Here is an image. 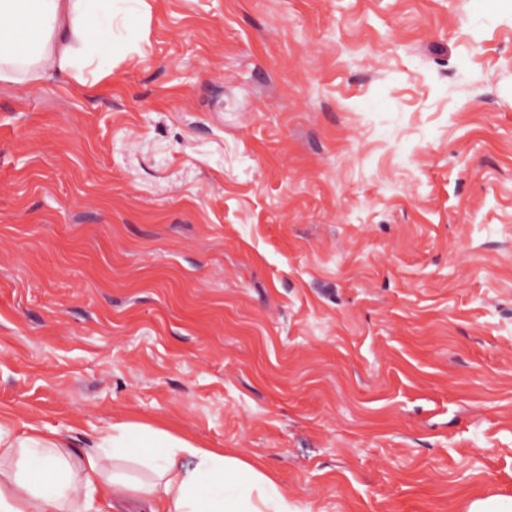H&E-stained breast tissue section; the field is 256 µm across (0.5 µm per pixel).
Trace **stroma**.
<instances>
[{
    "label": "stroma",
    "instance_id": "stroma-1",
    "mask_svg": "<svg viewBox=\"0 0 512 512\" xmlns=\"http://www.w3.org/2000/svg\"><path fill=\"white\" fill-rule=\"evenodd\" d=\"M110 12L85 83H0V412L512 512V0Z\"/></svg>",
    "mask_w": 512,
    "mask_h": 512
}]
</instances>
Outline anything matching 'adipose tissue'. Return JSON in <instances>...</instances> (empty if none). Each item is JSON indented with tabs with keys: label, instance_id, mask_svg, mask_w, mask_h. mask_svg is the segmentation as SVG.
<instances>
[{
	"label": "adipose tissue",
	"instance_id": "obj_1",
	"mask_svg": "<svg viewBox=\"0 0 512 512\" xmlns=\"http://www.w3.org/2000/svg\"><path fill=\"white\" fill-rule=\"evenodd\" d=\"M108 2L0 0V82L83 81ZM126 498L141 512H300L265 472L146 423L103 426L77 456L58 431L0 416V512H114Z\"/></svg>",
	"mask_w": 512,
	"mask_h": 512
}]
</instances>
